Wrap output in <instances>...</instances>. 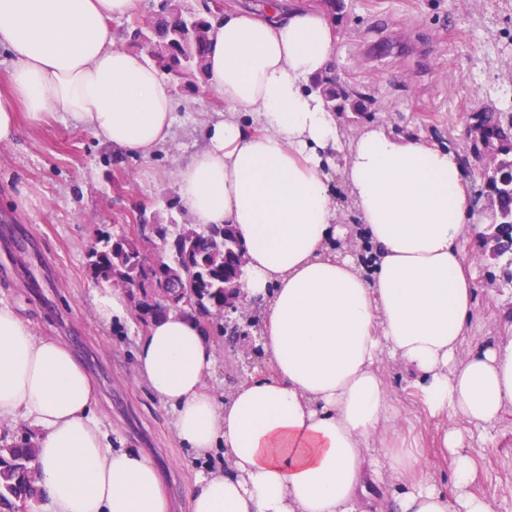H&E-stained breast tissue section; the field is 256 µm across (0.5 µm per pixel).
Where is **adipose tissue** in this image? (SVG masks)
<instances>
[{
    "label": "adipose tissue",
    "instance_id": "1",
    "mask_svg": "<svg viewBox=\"0 0 512 512\" xmlns=\"http://www.w3.org/2000/svg\"><path fill=\"white\" fill-rule=\"evenodd\" d=\"M275 2L261 15L233 6L214 22L207 83L224 109L202 116L203 145L177 171L193 223L237 230L242 300L260 311L270 364L217 392L207 382L216 348L178 313L152 322L134 350L138 380L173 412L178 446L224 457V469L195 479L187 512H494L472 490L465 442L512 412V336L459 352L476 297L461 153L380 124L346 135L307 91L334 63V27L322 11ZM140 9L141 0H0V48L12 60L0 143L13 142L19 120L37 126L63 112L116 153L153 158L172 136L175 90L107 32ZM339 153L353 228L336 221ZM353 239L363 254L350 251ZM90 299L105 325L129 308L108 280ZM388 359L429 416L463 422L440 434L449 485L424 475L421 449L388 430ZM97 400L67 344L0 304V421L38 429L41 493L29 512H171L158 467L108 443ZM390 480L397 490L377 497Z\"/></svg>",
    "mask_w": 512,
    "mask_h": 512
}]
</instances>
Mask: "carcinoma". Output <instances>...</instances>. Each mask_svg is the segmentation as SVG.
I'll return each instance as SVG.
<instances>
[{
  "mask_svg": "<svg viewBox=\"0 0 512 512\" xmlns=\"http://www.w3.org/2000/svg\"><path fill=\"white\" fill-rule=\"evenodd\" d=\"M216 10L210 4L186 17L181 0H165L149 25L132 26L133 46L149 47L151 61L168 79L196 91L207 81L206 54L210 19ZM308 91L322 101L325 109L354 123L371 111L373 101L363 94L351 95L336 81L335 70L309 81ZM469 147L474 157L486 152L494 156L493 167L484 177L485 191L492 198V254L511 268L506 284H512V114L493 107L469 113ZM176 243L168 257L150 259L157 242ZM244 251L231 227L184 224L174 233L170 226L157 224V234L145 237L135 228L116 234L98 232L88 252L87 271L95 279H123L130 288V300L152 295V288L166 281L171 299L157 300L137 325L144 330L150 322L170 311L194 316L203 331L224 346V288L231 258ZM35 434L24 431L0 435V512H16L21 502L37 493L38 469Z\"/></svg>",
  "mask_w": 512,
  "mask_h": 512,
  "instance_id": "cac0c4a2",
  "label": "carcinoma"
}]
</instances>
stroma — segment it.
<instances>
[{"instance_id":"stroma-1","label":"stroma","mask_w":512,"mask_h":512,"mask_svg":"<svg viewBox=\"0 0 512 512\" xmlns=\"http://www.w3.org/2000/svg\"><path fill=\"white\" fill-rule=\"evenodd\" d=\"M336 71L373 95L366 123L400 134L435 137L465 149L470 112L512 99V0H344L336 21ZM173 136L148 161L119 156L55 112L36 127L21 124L17 139L0 145V261L13 280H0V302L22 306L40 335L66 341L93 375L101 421L114 445L144 450L161 471L174 505L199 473L219 460L194 461L176 448L171 410L153 398L133 371L139 330L131 319L102 325L92 308L96 282L87 254L97 232H117L147 207L159 223H190L179 206L176 169L201 146V113L220 112L216 94L176 91ZM478 308L467 344L512 336V285L504 263L470 236ZM386 374L396 412L388 427L423 449V467L447 482L438 454L437 422L428 418L394 361ZM479 464L477 491L496 512H512V414L467 440Z\"/></svg>"}]
</instances>
